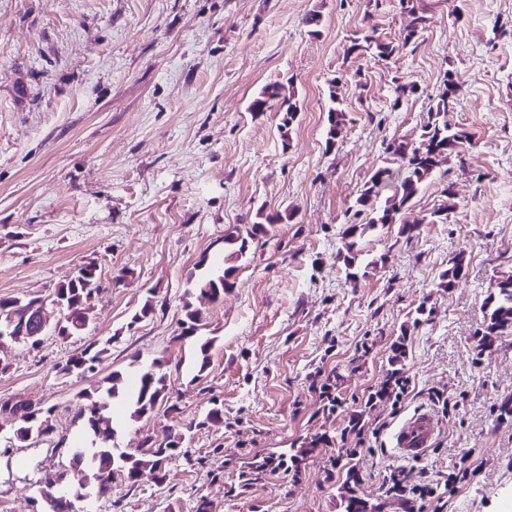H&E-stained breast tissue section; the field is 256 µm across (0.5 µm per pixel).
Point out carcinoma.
Returning a JSON list of instances; mask_svg holds the SVG:
<instances>
[{"label":"carcinoma","mask_w":512,"mask_h":512,"mask_svg":"<svg viewBox=\"0 0 512 512\" xmlns=\"http://www.w3.org/2000/svg\"><path fill=\"white\" fill-rule=\"evenodd\" d=\"M399 6L409 21L397 38L387 40L375 35L373 31L364 32L349 39L346 53H370L387 60L412 47L426 28L427 17L419 0H399ZM451 79L452 74L444 72L439 91L418 138L412 141L391 139L384 149L383 165L375 169L355 199L354 213L345 222L341 233L342 247L339 250L346 281L355 284L359 275L365 276L368 269H375L379 265L377 259L364 260L361 251L357 249L358 240L367 232L397 224L399 234L409 239L413 237L418 225L400 221V215L411 207L424 183L440 171L450 157L461 154L469 135L448 120V111L452 108L455 94V83ZM339 84L341 79L338 77L327 80V150L335 144L336 136L347 117L343 99L338 93ZM274 101L280 102L279 129L283 145L286 146L303 109L295 91H285L281 83L267 84L250 101L248 111L259 117L272 107ZM293 218L292 211H271L262 205L256 209L251 223L227 228L222 238L224 264L208 268L202 260L196 263L194 270L187 276L185 296L189 298L197 293L209 297L212 303L222 300L224 293L235 287L240 262L247 258L254 241L268 236L274 225L288 224ZM87 270L90 272L88 277L77 282L69 281L56 288L57 294L77 305L67 317L61 333L63 337L84 333L82 312L91 309V300L101 288L96 265L88 264ZM464 274L465 259L460 253L448 260V268L438 275L435 287L450 290L456 287ZM182 312V332L197 333L203 320L201 312L188 300L184 301ZM483 312L482 336L485 343H492L499 333L512 328V274L495 283L494 290L484 300ZM197 345L198 370L195 378L198 379L209 365L212 340L200 338ZM106 351V347L91 343L79 354L69 358L62 372L69 374L74 371L84 378L94 372L95 364ZM123 383V373L114 371L81 391V397L86 401L84 429L91 452L87 454L79 449L74 451L71 466L85 472L92 479L99 475L112 478L118 473L131 483L136 482L140 471L157 469L160 472L159 479L163 480L166 477V466L180 449L185 434L170 431L160 442H153L147 448L118 447L115 443L117 429L108 411V399H114L123 392ZM125 398L131 407V420L137 421L153 412L160 401L169 399V376L159 367L142 371L135 377L131 391ZM38 431L39 421L30 415L17 422L13 438L19 439L29 433L36 435Z\"/></svg>","instance_id":"1"}]
</instances>
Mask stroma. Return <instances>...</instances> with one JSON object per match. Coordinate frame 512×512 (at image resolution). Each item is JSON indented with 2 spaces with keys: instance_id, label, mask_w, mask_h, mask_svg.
<instances>
[{
  "instance_id": "stroma-1",
  "label": "stroma",
  "mask_w": 512,
  "mask_h": 512,
  "mask_svg": "<svg viewBox=\"0 0 512 512\" xmlns=\"http://www.w3.org/2000/svg\"><path fill=\"white\" fill-rule=\"evenodd\" d=\"M428 21L415 51L382 61L346 54L347 38L392 39L398 0H0V298L46 296L89 263L102 288L80 336L47 333L39 348L0 350V400L53 408L54 431L11 441L0 417V512H42L39 491L71 472L88 383L62 365L108 340L98 376L160 360L170 399L133 422L123 448L186 433L165 480L90 487L77 512H345L355 489L372 512H409L385 494L390 473L446 486L442 512H512V329L488 350L482 304L512 274V0H421ZM319 12V35L305 22ZM457 86L448 118L469 133L461 156L423 186L403 221L362 239L376 270L347 282L339 256L345 212L381 165L385 142L418 137L444 72ZM340 77L347 112L326 150V82ZM415 96L392 108L397 82ZM292 84L304 101L289 143L277 110L253 116L264 85ZM452 198H445L444 188ZM449 204L448 220L421 218ZM293 209L253 244L222 301L193 298L210 365L181 334L186 278L215 256L225 230L260 205ZM456 288H436L456 254ZM153 310L133 316L145 302ZM409 393L367 407L395 342ZM330 375L341 405L328 414L312 388ZM224 419L204 424L214 403ZM440 422L416 461L391 455L390 435L416 409ZM360 417L368 441L346 428ZM297 454V476L256 473L228 489L255 455Z\"/></svg>"
}]
</instances>
